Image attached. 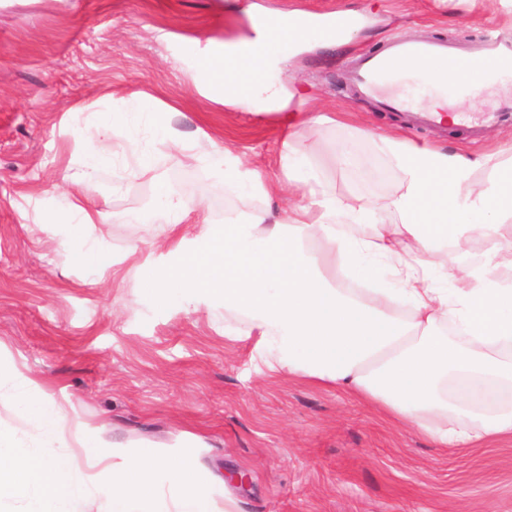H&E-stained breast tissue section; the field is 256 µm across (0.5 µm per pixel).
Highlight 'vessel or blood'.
Segmentation results:
<instances>
[{
  "instance_id": "vessel-or-blood-1",
  "label": "vessel or blood",
  "mask_w": 512,
  "mask_h": 512,
  "mask_svg": "<svg viewBox=\"0 0 512 512\" xmlns=\"http://www.w3.org/2000/svg\"><path fill=\"white\" fill-rule=\"evenodd\" d=\"M471 54L491 63V76L512 74V41L489 40L468 51L444 41L394 40L383 52L356 59L351 65V81L356 95L380 98L385 107L411 110L415 124H431L438 122L439 116L434 112L413 111L414 89L407 86L401 64L407 60L439 62L443 70L433 78V86L452 82L458 90L467 92L471 83L460 64Z\"/></svg>"
}]
</instances>
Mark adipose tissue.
I'll return each instance as SVG.
<instances>
[{"label":"adipose tissue","instance_id":"1","mask_svg":"<svg viewBox=\"0 0 512 512\" xmlns=\"http://www.w3.org/2000/svg\"><path fill=\"white\" fill-rule=\"evenodd\" d=\"M275 22L296 43L311 32L297 16L257 18L252 37L197 59L203 96L227 106L260 96L269 111H287L288 92L267 75L283 46L271 36ZM388 145L402 177L385 204L316 192L301 167L288 166L299 200L284 218L257 211L213 226L196 250L150 272L146 290L171 304L222 298L247 317L278 369L364 399L439 447L512 439V358L502 356L512 349V167L492 154ZM479 167L496 171V190L472 180ZM386 209L400 223H382ZM475 234L483 265L434 262ZM306 241L317 253L304 254ZM343 277L369 287L331 286Z\"/></svg>","mask_w":512,"mask_h":512}]
</instances>
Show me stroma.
<instances>
[{
    "label": "stroma",
    "instance_id": "obj_1",
    "mask_svg": "<svg viewBox=\"0 0 512 512\" xmlns=\"http://www.w3.org/2000/svg\"><path fill=\"white\" fill-rule=\"evenodd\" d=\"M346 9L362 16L347 42L288 48L269 69L292 93L295 120L259 99L228 108L199 95L196 54L249 36L252 14L323 23ZM410 35L466 48L512 41V0H0V366L91 428L108 461L143 445L189 449L219 508L512 512V440L436 447L361 399L270 370V352L222 300L162 307L142 285V265L178 260L163 245L167 225L150 217L159 190L214 225L287 208V193L225 182L210 162L217 149L280 178L289 140L315 187L382 203L401 179L383 135L473 154L512 145V113L467 123L498 111L500 92L438 127L356 96L351 61ZM135 92L152 114L127 111ZM104 113L114 116L112 160L88 176ZM159 124L172 140H157ZM76 191L101 213L89 236L109 262L97 269L60 221ZM231 470L248 483L229 482Z\"/></svg>",
    "mask_w": 512,
    "mask_h": 512
}]
</instances>
